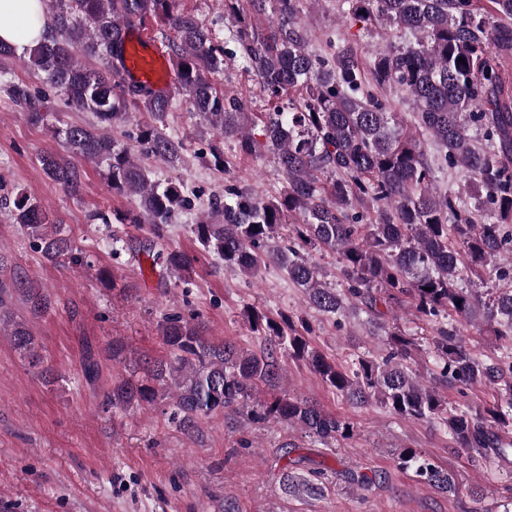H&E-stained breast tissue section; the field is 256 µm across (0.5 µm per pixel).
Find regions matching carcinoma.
Segmentation results:
<instances>
[{"label": "carcinoma", "instance_id": "1", "mask_svg": "<svg viewBox=\"0 0 512 512\" xmlns=\"http://www.w3.org/2000/svg\"><path fill=\"white\" fill-rule=\"evenodd\" d=\"M275 2L269 32L260 33L235 15L227 42L248 57L270 98L280 100L300 88L306 96L298 103L288 100V109L266 112L258 121L217 87L224 60L214 54L212 33L194 16L175 11V0H50V35L19 60L69 107L93 115L91 123L56 126L54 133L69 153L106 162L112 190L140 198V211L126 220L135 227L151 225L159 238L179 214L195 209L194 200L179 182L151 181L129 148L118 146L106 130L129 119L130 109H142L150 121L137 125V146L169 166L182 160L183 140L166 132L173 96L145 87L119 90L114 80L129 19H160L174 32L169 48L175 93L214 133L237 139L241 153L271 152L287 181V190L273 200L252 189H225L224 197L214 199L207 214L190 225L202 250L245 274L263 266L280 268L302 289L309 308L336 318L338 325L350 308L365 313L366 323L386 331L383 350L364 351L346 368L311 348L289 316L277 321L248 308L244 315L251 330L266 343L261 352L248 353L231 341H209L197 314L167 312L158 330L171 360L153 363L141 378L116 380L102 406L115 415L169 399L170 419L189 437L199 433L204 419L236 413L253 422L285 423L324 443L351 438L350 422L312 400L277 391L287 357L305 362L356 406L376 405L404 419L437 423L454 447L511 466L512 345L480 360L458 323L497 339L512 338V266L502 267V261L512 262V93L501 71L502 61L512 58V0L484 5L480 0H336L346 19L387 22L416 37L406 46L376 48L368 75L345 38L329 45L328 54H313L300 32V0ZM84 57L100 60L101 66L85 65ZM388 86L401 88L412 101L419 134L440 148L437 165L379 99ZM7 92L29 117L44 118L41 92L19 83L7 85ZM475 130L484 134L482 147L474 143ZM39 163L64 190L80 193L82 173L74 162L43 154ZM436 166L457 167L458 175L479 186L494 220L480 224L456 192H438ZM13 206L11 218L46 261L90 264L40 203L20 193ZM370 206L376 208V223L364 224ZM293 213L302 223L288 234L283 218ZM129 242L126 232L110 231L112 258ZM311 250L338 255L345 288L325 282L309 258ZM158 258L177 277L197 262L179 250ZM465 268L503 285L489 297L464 288ZM181 284L187 288L190 280L181 277ZM15 293L26 298L35 315L54 301L21 277L0 280V331L8 332L13 347L46 376L51 370L36 337L7 311ZM383 293L393 301L410 299L415 312L434 323L425 351L434 364L429 375L415 358L418 339L398 326L386 330L385 313L378 309ZM261 384L274 393L258 398ZM476 384L495 390L491 406H453L444 395L454 389L464 397ZM398 463L423 484L455 490L452 475L415 448L403 449Z\"/></svg>", "mask_w": 512, "mask_h": 512}]
</instances>
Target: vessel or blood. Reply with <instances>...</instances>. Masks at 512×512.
Masks as SVG:
<instances>
[{"instance_id":"vessel-or-blood-1","label":"vessel or blood","mask_w":512,"mask_h":512,"mask_svg":"<svg viewBox=\"0 0 512 512\" xmlns=\"http://www.w3.org/2000/svg\"><path fill=\"white\" fill-rule=\"evenodd\" d=\"M119 78L121 85L135 83L159 93L170 89L176 81L163 52L145 32L127 39Z\"/></svg>"}]
</instances>
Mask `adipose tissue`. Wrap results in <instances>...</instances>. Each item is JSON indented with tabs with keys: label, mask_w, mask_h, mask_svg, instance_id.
<instances>
[{
	"label": "adipose tissue",
	"mask_w": 512,
	"mask_h": 512,
	"mask_svg": "<svg viewBox=\"0 0 512 512\" xmlns=\"http://www.w3.org/2000/svg\"><path fill=\"white\" fill-rule=\"evenodd\" d=\"M43 0H0V42L16 49L39 43L45 33Z\"/></svg>",
	"instance_id": "1"
}]
</instances>
